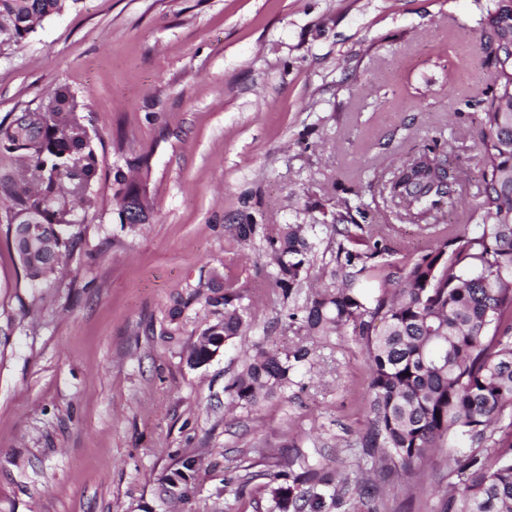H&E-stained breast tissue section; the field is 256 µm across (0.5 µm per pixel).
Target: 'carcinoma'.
Segmentation results:
<instances>
[{"label":"carcinoma","instance_id":"carcinoma-1","mask_svg":"<svg viewBox=\"0 0 512 512\" xmlns=\"http://www.w3.org/2000/svg\"><path fill=\"white\" fill-rule=\"evenodd\" d=\"M77 2L0 0V53ZM496 10L497 0H491L480 19L492 85L474 117L482 189L465 212V224L476 225V232L445 224L435 234L434 249L395 265L386 256L397 249L363 223L367 212L358 190L329 212L324 227L331 242L323 249L314 224L263 229L274 287L290 303L286 327L322 343L343 331L362 344L371 369L370 422L360 447L374 460L372 475L355 478L351 486L348 477L323 465L302 475L283 470V483L273 491L279 512H329L346 503L348 512H387L383 486L395 476L424 479L436 451L459 439L468 440L469 448L452 456L456 482L446 492V512H512V112L499 111L512 93V52ZM50 105L43 114L22 112L0 121V151L12 155L23 173L18 181L0 174L7 238L35 284L54 273L79 238L74 200L86 212L99 207L92 189L97 158L74 112V94L58 85ZM114 183L120 229L132 233L148 220L150 197L120 168ZM390 193L410 216L427 220L458 208L462 184L443 152L427 145L401 164ZM31 219L45 242L41 250L28 247ZM232 229L245 243L258 232L250 215ZM312 277L316 287L297 303ZM190 299L215 316L187 356L193 366L247 334L250 305L235 283L217 275L198 284ZM310 355L305 345L284 352L258 348L226 391L241 405L257 406L288 390L293 370ZM506 414L509 422L492 439L488 427ZM491 439L500 451L490 456L482 449ZM195 464L193 456L181 460L167 479L168 497L188 498Z\"/></svg>","mask_w":512,"mask_h":512}]
</instances>
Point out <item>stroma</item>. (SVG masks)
<instances>
[{"mask_svg": "<svg viewBox=\"0 0 512 512\" xmlns=\"http://www.w3.org/2000/svg\"><path fill=\"white\" fill-rule=\"evenodd\" d=\"M489 3L79 0L0 54V119L70 87L103 202L76 210L81 238L37 287L0 208V512H276L282 466L369 471L361 345L286 329L261 238L241 242L231 225L246 214L308 224V203L331 211L356 187L401 256L429 250L433 237L382 185L434 142L464 202L478 201L471 115L491 78L480 27ZM144 155L153 211L113 236L114 172ZM215 275L247 296L252 326L194 369L187 355L214 317L186 298ZM303 343L310 362L286 397L230 406L246 351ZM187 454L201 466L174 504L164 480ZM451 455L415 496L389 498L390 512H443Z\"/></svg>", "mask_w": 512, "mask_h": 512, "instance_id": "stroma-1", "label": "stroma"}]
</instances>
